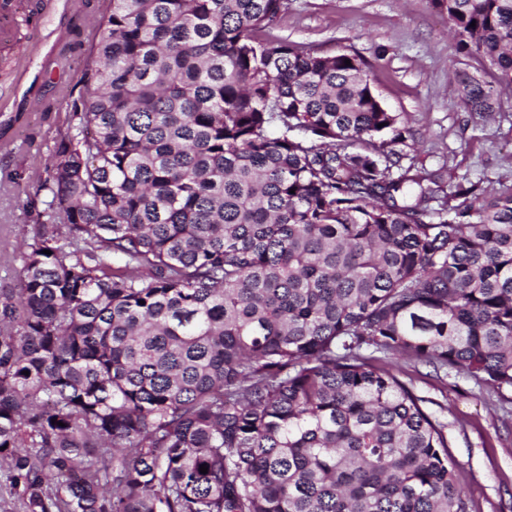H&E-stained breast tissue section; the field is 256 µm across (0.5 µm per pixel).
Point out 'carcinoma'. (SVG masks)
Wrapping results in <instances>:
<instances>
[{"label": "carcinoma", "mask_w": 512, "mask_h": 512, "mask_svg": "<svg viewBox=\"0 0 512 512\" xmlns=\"http://www.w3.org/2000/svg\"><path fill=\"white\" fill-rule=\"evenodd\" d=\"M433 4L496 69L458 88L490 115L512 0ZM284 8L107 0L42 183L67 232L0 299L27 512H473L445 425L374 361L512 388V188L402 168L362 59L263 36Z\"/></svg>", "instance_id": "cac0c4a2"}]
</instances>
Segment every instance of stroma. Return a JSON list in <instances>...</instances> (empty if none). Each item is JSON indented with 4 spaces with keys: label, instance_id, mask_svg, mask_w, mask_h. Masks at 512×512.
<instances>
[{
    "label": "stroma",
    "instance_id": "stroma-1",
    "mask_svg": "<svg viewBox=\"0 0 512 512\" xmlns=\"http://www.w3.org/2000/svg\"><path fill=\"white\" fill-rule=\"evenodd\" d=\"M0 23V293L19 285L22 252L44 227L38 188L55 138L72 121L85 52L103 0H10ZM272 36L318 54L340 50L362 58L372 86L391 110L407 115L412 137L400 147L402 166L424 172L446 191L473 183L512 185V94L495 112H467L458 82L496 73L460 50L445 12L432 0H287ZM399 379L447 425L463 491L475 512H512V390L455 370H434L398 358Z\"/></svg>",
    "mask_w": 512,
    "mask_h": 512
}]
</instances>
